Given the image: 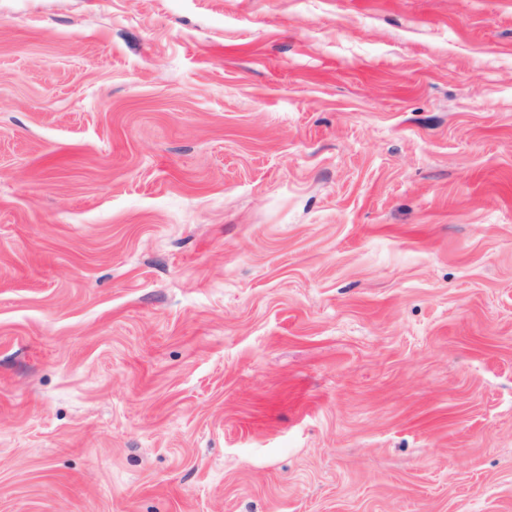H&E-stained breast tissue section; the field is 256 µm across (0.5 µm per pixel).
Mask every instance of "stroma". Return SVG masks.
I'll list each match as a JSON object with an SVG mask.
<instances>
[{"label":"stroma","instance_id":"obj_1","mask_svg":"<svg viewBox=\"0 0 512 512\" xmlns=\"http://www.w3.org/2000/svg\"><path fill=\"white\" fill-rule=\"evenodd\" d=\"M0 512H512V0H0Z\"/></svg>","mask_w":512,"mask_h":512}]
</instances>
